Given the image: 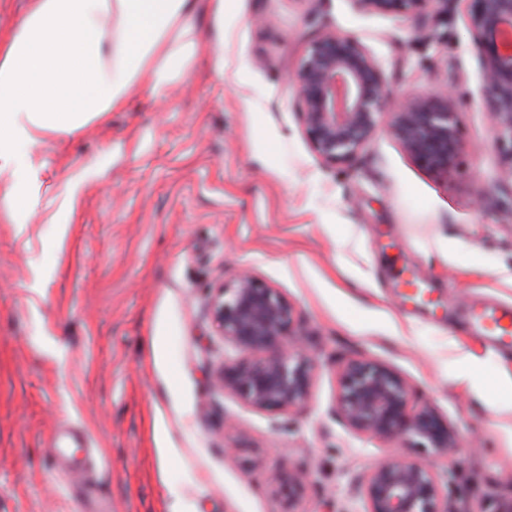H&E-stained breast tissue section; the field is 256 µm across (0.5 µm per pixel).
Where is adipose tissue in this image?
I'll use <instances>...</instances> for the list:
<instances>
[{"label":"adipose tissue","instance_id":"1","mask_svg":"<svg viewBox=\"0 0 512 512\" xmlns=\"http://www.w3.org/2000/svg\"><path fill=\"white\" fill-rule=\"evenodd\" d=\"M190 4L29 0L19 26L0 39V176L22 168L23 146L122 107L145 69L158 88L181 70L180 51L158 66L153 59L165 36L191 34Z\"/></svg>","mask_w":512,"mask_h":512}]
</instances>
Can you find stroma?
Instances as JSON below:
<instances>
[{"instance_id":"1","label":"stroma","mask_w":512,"mask_h":512,"mask_svg":"<svg viewBox=\"0 0 512 512\" xmlns=\"http://www.w3.org/2000/svg\"><path fill=\"white\" fill-rule=\"evenodd\" d=\"M194 2L182 71L157 94L144 71L123 108L27 147L36 197L0 208V512H82L84 486L112 512H279L267 486L289 463L309 474L300 512H365L356 482L393 447L336 416L353 359L393 368L454 428L455 454L408 451L452 512H504L512 395L494 384L512 376V352L472 336L463 314L512 307V182L463 0L414 19L352 0H238L220 48L211 0ZM326 32L359 43L394 103L462 94L453 169L422 166L386 122L353 166L323 162L288 77ZM244 269L294 303L317 358L288 417L209 388L236 351L205 292ZM414 277L425 301L408 297ZM466 354L482 380L459 375ZM65 423L90 436V471L56 470Z\"/></svg>"}]
</instances>
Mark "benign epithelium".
Returning <instances> with one entry per match:
<instances>
[{
    "mask_svg": "<svg viewBox=\"0 0 512 512\" xmlns=\"http://www.w3.org/2000/svg\"><path fill=\"white\" fill-rule=\"evenodd\" d=\"M468 26L483 56L484 100L494 130L500 174L512 180V0H467ZM366 13L408 18L442 12L448 0H354ZM291 82L313 150L343 169L356 160L384 119L405 151L424 167L446 173L461 152L457 131L460 96H412L393 107L381 71L351 38L327 32L302 57ZM211 317L237 356L215 367L210 384L246 405L273 414L302 407L313 385L316 360L297 342L294 304L278 289L244 271L210 289ZM336 416L357 434L405 448L449 453L452 427L428 404L411 406L407 382L391 367L351 361L342 370ZM307 473L283 466L270 483L280 512H297ZM365 512H451L437 475L417 459L390 456L360 485Z\"/></svg>",
    "mask_w": 512,
    "mask_h": 512,
    "instance_id": "benign-epithelium-1",
    "label": "benign epithelium"
}]
</instances>
